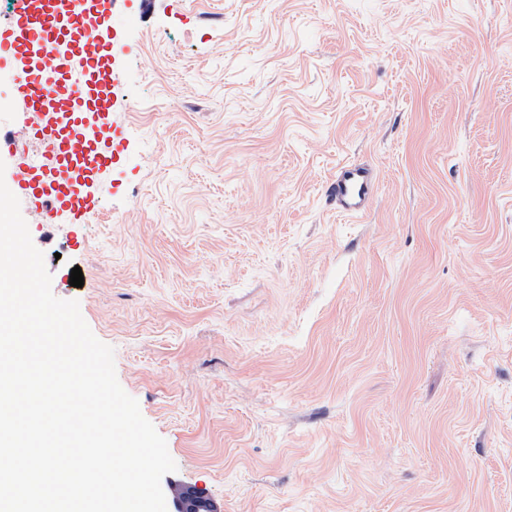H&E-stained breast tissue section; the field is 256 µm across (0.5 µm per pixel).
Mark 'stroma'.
<instances>
[{
	"label": "stroma",
	"instance_id": "obj_1",
	"mask_svg": "<svg viewBox=\"0 0 512 512\" xmlns=\"http://www.w3.org/2000/svg\"><path fill=\"white\" fill-rule=\"evenodd\" d=\"M122 12L102 207L23 217L166 440L165 496L512 512V0ZM344 162L376 175L357 220ZM375 182L371 171L360 164H344L326 186L325 193L336 205V211L346 217L365 213L374 195Z\"/></svg>",
	"mask_w": 512,
	"mask_h": 512
}]
</instances>
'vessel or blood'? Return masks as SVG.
Returning <instances> with one entry per match:
<instances>
[{"label":"vessel or blood","mask_w":512,"mask_h":512,"mask_svg":"<svg viewBox=\"0 0 512 512\" xmlns=\"http://www.w3.org/2000/svg\"><path fill=\"white\" fill-rule=\"evenodd\" d=\"M117 0H13L0 19V74L26 106L38 153H21L0 125V158L14 157L13 189L42 221L67 213L84 223L99 207L87 186L112 166L122 132L113 121L118 76L110 37ZM375 191L360 164L338 168L325 193L343 216L365 213Z\"/></svg>","instance_id":"obj_1"}]
</instances>
